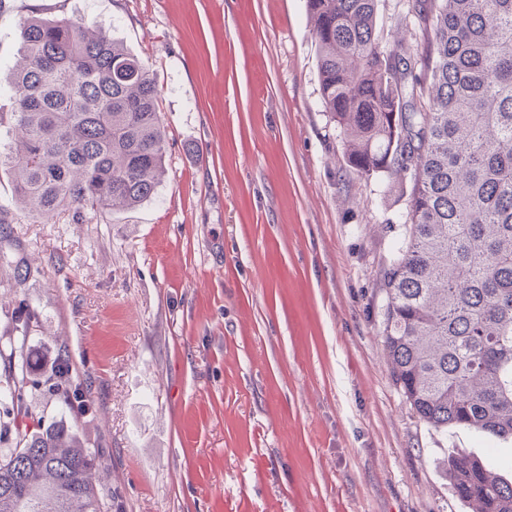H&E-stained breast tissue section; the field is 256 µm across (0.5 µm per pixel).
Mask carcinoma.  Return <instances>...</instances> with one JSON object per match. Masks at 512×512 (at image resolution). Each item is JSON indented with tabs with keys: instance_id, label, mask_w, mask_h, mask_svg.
<instances>
[{
	"instance_id": "obj_1",
	"label": "carcinoma",
	"mask_w": 512,
	"mask_h": 512,
	"mask_svg": "<svg viewBox=\"0 0 512 512\" xmlns=\"http://www.w3.org/2000/svg\"><path fill=\"white\" fill-rule=\"evenodd\" d=\"M378 0H307L323 105L344 133L351 173L410 175L403 238L380 271L383 346L396 385L435 429L512 438V0H416L412 60L385 51ZM22 64L0 80L13 103L0 170L36 221L79 223L150 198L165 175L159 90L142 62L86 17L19 21ZM21 304L0 353V512H101L96 456L62 422L37 420L44 385L88 411L68 356L44 379ZM509 462L448 459L472 512H512Z\"/></svg>"
}]
</instances>
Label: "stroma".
Returning a JSON list of instances; mask_svg holds the SVG:
<instances>
[{
    "label": "stroma",
    "mask_w": 512,
    "mask_h": 512,
    "mask_svg": "<svg viewBox=\"0 0 512 512\" xmlns=\"http://www.w3.org/2000/svg\"><path fill=\"white\" fill-rule=\"evenodd\" d=\"M407 0H378L384 49L415 47ZM85 16L159 91L166 175L84 223L11 207L0 336L40 317V376L66 352L92 411L101 512H464L450 453L512 440L420 421L388 365L380 270L403 237L409 180L347 181L322 104L306 0H0V60L18 21Z\"/></svg>",
    "instance_id": "1"
}]
</instances>
